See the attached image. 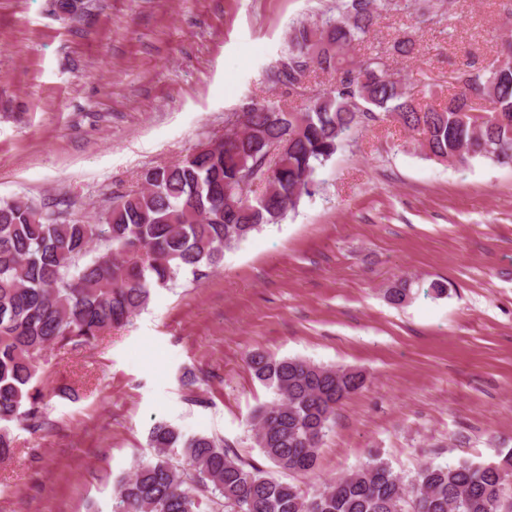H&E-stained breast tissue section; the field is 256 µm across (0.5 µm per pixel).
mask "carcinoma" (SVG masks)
Segmentation results:
<instances>
[{
    "label": "carcinoma",
    "instance_id": "cac0c4a2",
    "mask_svg": "<svg viewBox=\"0 0 512 512\" xmlns=\"http://www.w3.org/2000/svg\"><path fill=\"white\" fill-rule=\"evenodd\" d=\"M412 5L429 19L442 8L441 0H336V12L294 23L269 81L300 96L314 74H333L336 83L300 110L252 104L228 121L223 142H201L182 160L146 170L147 186L116 199L97 224L63 219L25 197L0 199V459L14 448L11 423L42 428L41 370L52 350L92 344L184 272L196 283L208 278L224 250L281 223L314 194L317 170L365 122L397 121L419 136L429 160L512 165V41L494 62L457 69V92L438 105L411 95L393 67L395 58L415 56L412 35L384 54H352L382 14ZM473 96L490 97L492 109L469 114ZM387 294L401 305L411 284ZM247 366L274 393L250 416L255 446L291 480L244 462L218 438H187L159 422L148 436L153 458L119 483L113 512H512V448L495 463H426L410 480L374 457L302 488L296 479L314 472L337 407L366 376L262 350L248 354Z\"/></svg>",
    "mask_w": 512,
    "mask_h": 512
}]
</instances>
